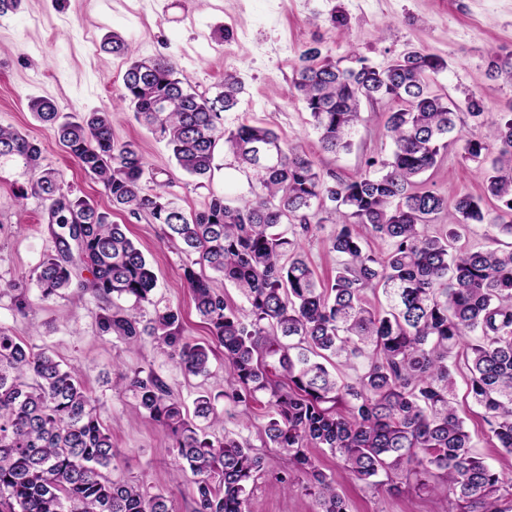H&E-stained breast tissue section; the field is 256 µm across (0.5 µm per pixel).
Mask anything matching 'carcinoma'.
Segmentation results:
<instances>
[{
	"mask_svg": "<svg viewBox=\"0 0 512 512\" xmlns=\"http://www.w3.org/2000/svg\"><path fill=\"white\" fill-rule=\"evenodd\" d=\"M105 44L127 59L120 103L165 142L179 170L210 177L222 140L254 182L251 197L233 204L214 195L204 210L188 214L171 198L172 178L142 189L143 156L134 143L113 139L107 113L64 116L44 98L31 102V112L102 183L113 209L148 215L189 256L183 280L224 351V401L249 408L266 399V443L307 477L316 512H349V506L313 448L340 457L343 469L365 483L383 485L412 472L448 503V512H507L498 503L512 496V475L472 452L448 359L463 349L468 394L483 410L491 438L512 454V245L457 246L467 224H489L512 237V104L487 137H468L457 128L459 106L434 89L447 68L440 56L412 50L378 69L357 55L343 66L322 55L317 42L301 46L294 88L323 150L351 148L363 104L398 102L384 123L390 153L366 158L364 170L346 181L323 173L271 128L224 126L223 113L237 105L241 91L234 74H225L208 98L172 60L137 58L115 35ZM451 144L477 162L495 150L482 169L494 208L469 195L450 204L448 194L416 181ZM8 165L25 178L18 197L41 199L49 222L76 242L92 274L87 288L107 300H133L128 309H107L100 328L137 343L146 331L138 310L154 304L157 277L124 225L65 189L60 172L41 165V149L26 135L0 127V168ZM322 211L336 216L329 250L339 257L326 284L301 243ZM288 223L296 227L290 237L279 231ZM432 224L442 229L433 233ZM362 227L391 250L376 254ZM70 278L59 259H43L41 299L58 295ZM219 279L238 290L245 313L217 289ZM377 289L385 301L379 308L365 299ZM151 334L187 372H207L213 350L184 334L178 310L155 309ZM367 350L368 367L353 382L325 365ZM126 387L171 437L175 475L192 477L196 512H249L247 487L263 457L229 434L208 438L199 421L217 416L218 397L199 395L189 413L152 372L128 378ZM118 456L96 398L51 353L0 327V512H173L164 493L107 477Z\"/></svg>",
	"mask_w": 512,
	"mask_h": 512,
	"instance_id": "obj_1",
	"label": "carcinoma"
}]
</instances>
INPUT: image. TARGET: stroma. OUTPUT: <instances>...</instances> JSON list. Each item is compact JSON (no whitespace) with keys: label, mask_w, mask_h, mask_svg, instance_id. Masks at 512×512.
<instances>
[{"label":"stroma","mask_w":512,"mask_h":512,"mask_svg":"<svg viewBox=\"0 0 512 512\" xmlns=\"http://www.w3.org/2000/svg\"><path fill=\"white\" fill-rule=\"evenodd\" d=\"M334 12L345 15L347 25L333 33L327 19ZM112 34L130 43L138 56L174 59L193 89L210 97L216 95L225 72H233L242 91L238 106L224 114L226 126L245 122L273 128L320 169L346 180L361 171L365 158L389 152L384 117L393 104L379 100L365 107L350 150L323 151L293 85L294 57L289 47L317 39L332 59L353 52L378 67L413 49L438 54L448 67L439 75L437 89L460 105L472 95L484 104L480 121L462 116L460 126L467 134L484 135L486 126L512 103V74L493 76L488 68L491 53L512 58V0H20L17 8L0 14V127L20 130L39 144L43 166L60 171L74 193L104 209H110L111 203L102 184L84 172L33 117L31 100L54 99L65 115L108 112L114 140L134 142L145 159L143 188H153V174L174 172L171 192L186 212L203 210L211 195L234 201L249 191L246 175L230 169L231 157L221 151L210 178L177 171L164 142L137 122L131 110L114 106L127 63L102 49V40ZM424 178L452 197L484 194L476 163L464 159L453 146ZM20 184L15 170H0V327L35 349L49 350L97 399L101 419L112 430V444L121 453L111 479L143 483L149 491L170 497L175 512H195L192 483L173 475L170 437L137 409L132 393L123 391L121 378L156 373L189 408L200 393H223V356L211 358L207 375L195 376L184 371L155 337L142 336L130 348L115 334L102 332L99 319L107 303L87 289L91 272L80 262L77 247L62 250L59 239L65 231L49 223L40 200L18 202ZM112 220L124 225L158 277L155 303L142 310V322L152 320L155 308L170 306L180 311L189 337L209 342V332L182 279L186 254L163 240L159 225L146 216L113 211ZM335 231L327 215L303 239L305 257L324 282L336 266L329 250ZM48 256L60 258L70 269L71 284L61 295L44 301L36 275ZM18 289L31 301L23 314L14 309ZM451 364L458 411L475 452L498 470L512 472V456L488 438L482 411L467 394L469 372L463 356L452 357ZM217 408V419L205 426L210 439L233 435L265 459L264 471L248 488L249 512H314L315 500L304 490L303 474H291L294 488L289 492L279 481L288 472V458L265 445L266 408L256 404L244 413L222 401ZM314 454L335 476L351 512H441L439 498L417 488L416 476L399 477L397 490L389 491L347 476L327 449H315Z\"/></svg>","instance_id":"obj_1"}]
</instances>
